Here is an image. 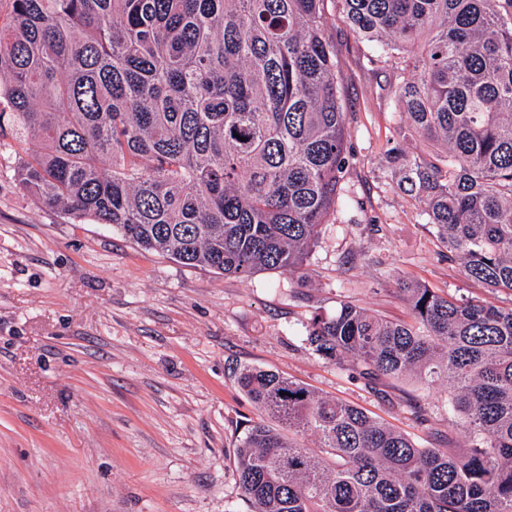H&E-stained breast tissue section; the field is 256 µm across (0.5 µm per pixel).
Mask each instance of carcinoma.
I'll return each instance as SVG.
<instances>
[{
  "label": "carcinoma",
  "instance_id": "carcinoma-1",
  "mask_svg": "<svg viewBox=\"0 0 512 512\" xmlns=\"http://www.w3.org/2000/svg\"><path fill=\"white\" fill-rule=\"evenodd\" d=\"M6 2L0 138L27 193L185 266L302 270L352 159L325 0ZM341 2L376 59L405 63L397 188L469 278L512 292V0ZM397 286L411 321L341 302L307 341L370 383L446 382L465 440L426 447L237 366L261 414L234 451L250 512H512V308Z\"/></svg>",
  "mask_w": 512,
  "mask_h": 512
}]
</instances>
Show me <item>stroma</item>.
Instances as JSON below:
<instances>
[{"label": "stroma", "instance_id": "1", "mask_svg": "<svg viewBox=\"0 0 512 512\" xmlns=\"http://www.w3.org/2000/svg\"><path fill=\"white\" fill-rule=\"evenodd\" d=\"M353 154L336 210L301 272L222 275L73 223L19 185L0 148V512H249L233 452L254 405L234 365L279 372L358 404L415 439L448 435L445 383L368 386L307 342L314 315L349 301L409 320L399 279L512 307L468 279L395 187L397 60L376 63L327 0Z\"/></svg>", "mask_w": 512, "mask_h": 512}]
</instances>
